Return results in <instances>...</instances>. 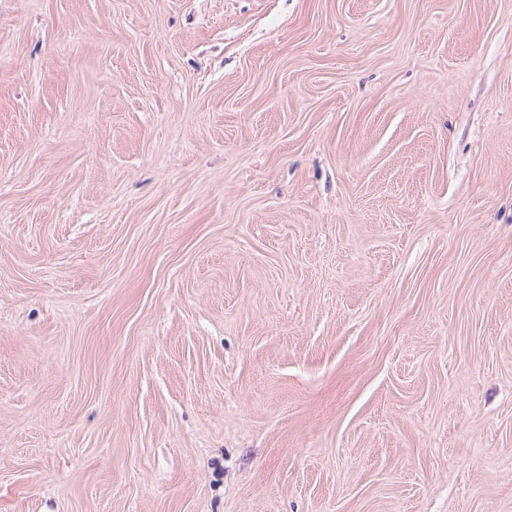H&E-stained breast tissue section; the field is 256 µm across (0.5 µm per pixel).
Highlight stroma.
Instances as JSON below:
<instances>
[{"label": "stroma", "mask_w": 512, "mask_h": 512, "mask_svg": "<svg viewBox=\"0 0 512 512\" xmlns=\"http://www.w3.org/2000/svg\"><path fill=\"white\" fill-rule=\"evenodd\" d=\"M0 512H512V0H0Z\"/></svg>", "instance_id": "1"}]
</instances>
